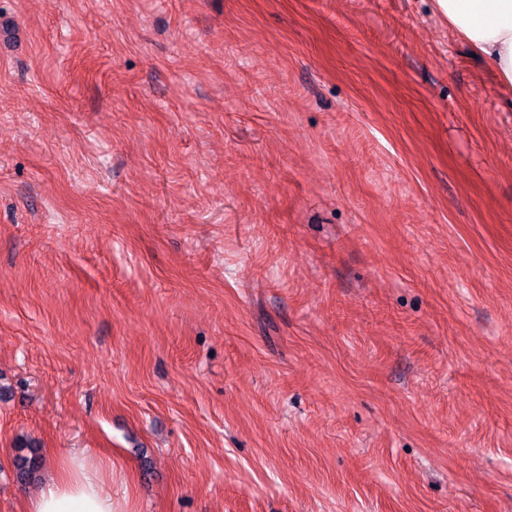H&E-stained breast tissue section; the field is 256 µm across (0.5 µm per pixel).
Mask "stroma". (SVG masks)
I'll list each match as a JSON object with an SVG mask.
<instances>
[{
	"mask_svg": "<svg viewBox=\"0 0 512 512\" xmlns=\"http://www.w3.org/2000/svg\"><path fill=\"white\" fill-rule=\"evenodd\" d=\"M68 455L512 512V89L435 0H0V512Z\"/></svg>",
	"mask_w": 512,
	"mask_h": 512,
	"instance_id": "stroma-1",
	"label": "stroma"
}]
</instances>
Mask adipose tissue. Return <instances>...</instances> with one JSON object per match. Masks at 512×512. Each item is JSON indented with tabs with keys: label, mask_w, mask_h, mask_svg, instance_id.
<instances>
[{
	"label": "adipose tissue",
	"mask_w": 512,
	"mask_h": 512,
	"mask_svg": "<svg viewBox=\"0 0 512 512\" xmlns=\"http://www.w3.org/2000/svg\"><path fill=\"white\" fill-rule=\"evenodd\" d=\"M436 5L500 84L512 87V0H436ZM111 478V461L58 459L49 483L25 499L22 512H117L107 489Z\"/></svg>",
	"instance_id": "ef3b65f1"
}]
</instances>
